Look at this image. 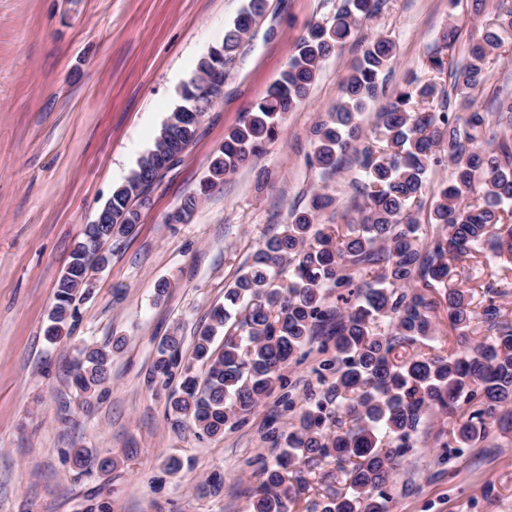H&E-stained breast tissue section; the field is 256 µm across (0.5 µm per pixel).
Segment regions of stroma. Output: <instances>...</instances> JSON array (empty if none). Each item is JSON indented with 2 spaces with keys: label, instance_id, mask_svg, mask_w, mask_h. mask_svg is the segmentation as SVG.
<instances>
[{
  "label": "stroma",
  "instance_id": "stroma-1",
  "mask_svg": "<svg viewBox=\"0 0 512 512\" xmlns=\"http://www.w3.org/2000/svg\"><path fill=\"white\" fill-rule=\"evenodd\" d=\"M246 0H0V512H83L88 500L112 512H250L261 461L277 454L270 432L288 429L287 399L320 394L316 355L287 369L286 381L239 428L220 437L179 426L167 412L168 386L150 385L163 336L183 338L190 357L265 234L319 188L346 202L352 171L323 179L306 157L314 124L335 104L359 55L349 42L329 58L306 100L286 113L277 139L223 186L203 193L225 132L264 97L305 27L333 20L342 0H268L224 84V99L201 120L199 137L166 172L134 233L92 272L77 301L69 339L44 336L55 284L113 189L153 146L181 102L199 59L221 42ZM498 0L474 13L469 0H386L364 26L390 38L396 58L387 91L407 74L450 86L427 61L441 31L488 23ZM199 203L185 224L168 216L185 198ZM170 288L156 299L159 281ZM126 339L110 379L81 410L72 385L78 347ZM112 456L108 473L73 471L70 449ZM181 460L179 471L165 465ZM221 474L224 487L199 485ZM392 512H512V441L492 437L448 455L413 449L388 488Z\"/></svg>",
  "mask_w": 512,
  "mask_h": 512
}]
</instances>
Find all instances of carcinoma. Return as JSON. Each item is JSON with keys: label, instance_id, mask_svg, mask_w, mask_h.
<instances>
[{"label": "carcinoma", "instance_id": "1", "mask_svg": "<svg viewBox=\"0 0 512 512\" xmlns=\"http://www.w3.org/2000/svg\"><path fill=\"white\" fill-rule=\"evenodd\" d=\"M267 0H247L221 43L201 57L181 91L182 104L163 124L154 146L112 191V241L132 235L141 209L163 173L195 143L201 118L217 106L238 51L263 17ZM381 0H344L332 22H313L298 38L287 67L266 96L224 135L209 164L204 191L258 157L278 135L279 119L308 95L324 62L358 35ZM512 38V5L499 0L496 16L467 44L459 63L446 50L459 38L452 25L429 68L449 73L457 102L433 80L409 76L376 113L372 136L359 116L384 92L395 60L389 38L362 37L361 54L340 85V97L313 129L307 164L336 175L349 167L353 195L342 222L319 224L336 198L317 192L294 210L281 232L263 237L252 263L224 289V305L194 340L203 376L182 365V337L162 338L151 383L167 384L183 371L168 411L208 436L245 422L285 381L288 365L312 349L327 355L316 370L324 391L291 412L282 449L261 471L252 512H290L296 487L287 469L335 463L346 491L324 496L318 512H391L387 488L400 458L425 439L436 448H474L493 434L512 436V323L502 320L498 283L487 282L472 307V289L454 285L459 262L490 251L512 264V92H496L495 112L472 109L471 93L489 79L491 56ZM450 179L432 189L428 173L443 162ZM198 205L190 197L169 215L186 223ZM80 284L59 277L44 330L57 343L71 334ZM451 330L439 348L441 317ZM224 333V345L213 347ZM112 347L85 345L73 363L81 406L109 380ZM74 470L112 471L117 462L84 448L70 449Z\"/></svg>", "mask_w": 512, "mask_h": 512}]
</instances>
